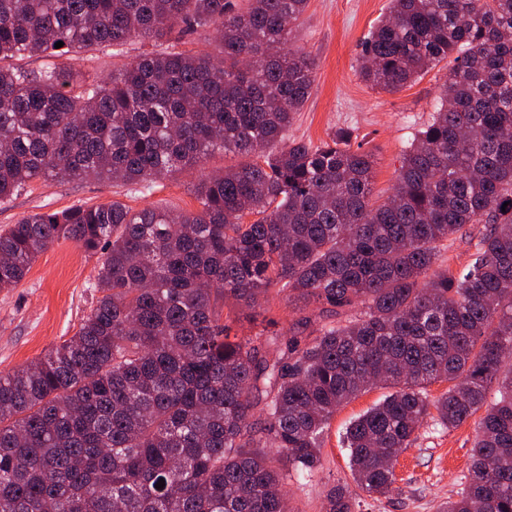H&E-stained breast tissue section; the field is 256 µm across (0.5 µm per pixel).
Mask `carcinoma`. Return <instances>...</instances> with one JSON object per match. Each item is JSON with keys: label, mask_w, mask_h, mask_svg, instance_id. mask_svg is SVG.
Listing matches in <instances>:
<instances>
[{"label": "carcinoma", "mask_w": 512, "mask_h": 512, "mask_svg": "<svg viewBox=\"0 0 512 512\" xmlns=\"http://www.w3.org/2000/svg\"><path fill=\"white\" fill-rule=\"evenodd\" d=\"M307 3L0 0L1 203L42 178L149 191L215 152L247 157L202 176L192 213L114 201L0 229V288L61 239L101 255L78 332L0 371V512H285L288 476L319 473L336 409L373 385L388 393L346 426L353 485L326 512L390 492L423 421L482 408L465 487L438 512H512V0H391L362 79L396 91L446 73L379 205L350 133L285 141L314 82L292 47ZM200 30L218 52L104 77L20 64ZM469 224L491 229L454 273L442 250ZM273 290L325 308L287 336H230L224 308Z\"/></svg>", "instance_id": "cac0c4a2"}]
</instances>
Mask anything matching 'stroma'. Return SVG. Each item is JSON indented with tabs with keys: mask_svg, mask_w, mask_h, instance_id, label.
I'll return each instance as SVG.
<instances>
[{
	"mask_svg": "<svg viewBox=\"0 0 512 512\" xmlns=\"http://www.w3.org/2000/svg\"><path fill=\"white\" fill-rule=\"evenodd\" d=\"M389 8L390 0H309L293 32L295 46L314 59L316 68L311 95L288 136L318 144L352 132L351 147L373 158L372 196L377 203L392 193L402 154L430 120L445 73L444 66H436L393 93L371 88L361 79L363 43ZM152 48L151 42H138L119 56L104 50L65 56L61 63L105 76ZM236 162V156L214 153L203 166L183 169L146 193L139 186L107 180L38 179L0 204V226L36 212L114 200L135 210L152 206L193 212L199 207L193 187L202 175ZM97 265V257L62 240L38 256L16 287L0 289V371L36 361L76 334L96 303L89 283ZM385 393V388L375 387L338 408L323 438L319 474L309 481L289 480L285 486L289 512H325L328 489L351 482L343 432ZM474 436L471 419L444 432L424 422L414 445L398 459L392 490L384 496H360L356 512H437L466 482Z\"/></svg>",
	"mask_w": 512,
	"mask_h": 512,
	"instance_id": "obj_1",
	"label": "stroma"
}]
</instances>
